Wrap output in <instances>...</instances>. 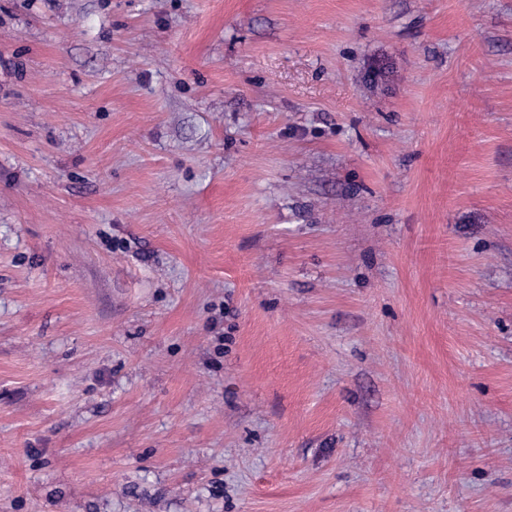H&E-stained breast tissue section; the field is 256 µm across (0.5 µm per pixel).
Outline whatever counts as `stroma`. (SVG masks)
Masks as SVG:
<instances>
[{
  "label": "stroma",
  "mask_w": 512,
  "mask_h": 512,
  "mask_svg": "<svg viewBox=\"0 0 512 512\" xmlns=\"http://www.w3.org/2000/svg\"><path fill=\"white\" fill-rule=\"evenodd\" d=\"M0 512H512V0H0Z\"/></svg>",
  "instance_id": "stroma-1"
}]
</instances>
